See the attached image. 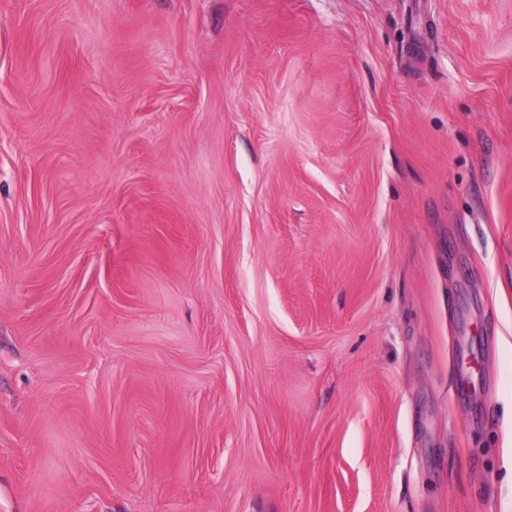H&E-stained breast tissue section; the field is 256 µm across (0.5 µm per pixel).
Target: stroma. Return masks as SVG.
I'll return each mask as SVG.
<instances>
[{
  "mask_svg": "<svg viewBox=\"0 0 512 512\" xmlns=\"http://www.w3.org/2000/svg\"><path fill=\"white\" fill-rule=\"evenodd\" d=\"M0 512H512V0H0Z\"/></svg>",
  "mask_w": 512,
  "mask_h": 512,
  "instance_id": "1",
  "label": "stroma"
}]
</instances>
